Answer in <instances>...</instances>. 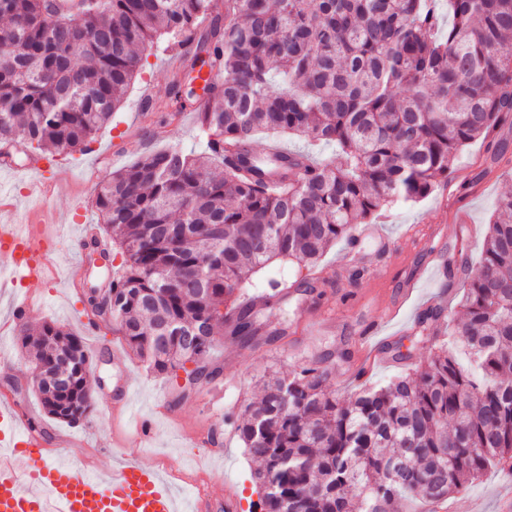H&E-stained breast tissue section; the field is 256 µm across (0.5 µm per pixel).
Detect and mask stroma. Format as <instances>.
<instances>
[{"label": "stroma", "instance_id": "stroma-1", "mask_svg": "<svg viewBox=\"0 0 512 512\" xmlns=\"http://www.w3.org/2000/svg\"><path fill=\"white\" fill-rule=\"evenodd\" d=\"M174 62L165 44L155 46L112 122L98 132L97 153L56 156L52 169L61 179L48 197L56 221L47 227L62 242L50 254L55 269L70 268L85 257L87 250L80 242L83 227L99 226L96 193L112 172L131 165L140 153L168 143L201 148L194 115L171 125L163 139L153 136L140 115L144 93L163 96ZM493 139L512 146V119L498 126L492 139L480 138L464 147L454 159L447 183L426 198L373 216V223L391 241L389 254H381L375 242L367 241L360 267L342 268L338 261L348 243L339 240L318 263L321 280L314 291L288 293L264 308L261 322L287 328V335L259 345L217 337L212 356L222 365V376L186 397L177 375L147 371L125 351L122 336L85 309L81 301L85 282L30 285L37 305L21 322L12 316L11 296L0 294V405L12 406L25 426L38 424L46 433L67 437L64 446L49 445L52 458L97 473L103 481H111L114 465L132 455L147 467L160 468L182 497L191 496L196 480H227L238 489L243 504H250L258 498L252 480L258 464L237 435L225 428L224 416L258 400L260 379L317 363L331 370L328 386L347 402L365 387L408 374L426 359L431 344L419 336L415 321L427 307H440L450 318H460L463 282L449 277L448 259L462 253L470 260L480 259L497 203L504 193H512V163L492 162ZM41 163L35 157L0 172V190L9 196L7 206L0 208V222L26 223L30 212L26 186L37 178ZM47 320L80 336L91 357L92 406L76 423L45 415L32 389L27 355L19 345L21 324L37 326ZM125 382L134 389V413L116 418L112 394ZM138 418L152 421L151 442L138 441L134 425ZM203 426L222 428L221 455H212L210 447L190 438L191 430ZM116 436L128 438V447H113ZM511 481V473L491 469L451 501L456 512H470L474 500L481 501L484 512H496L497 499Z\"/></svg>", "mask_w": 512, "mask_h": 512}]
</instances>
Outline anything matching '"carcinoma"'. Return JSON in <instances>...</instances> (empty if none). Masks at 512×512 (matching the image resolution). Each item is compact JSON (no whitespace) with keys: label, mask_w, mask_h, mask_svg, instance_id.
Returning <instances> with one entry per match:
<instances>
[{"label":"carcinoma","mask_w":512,"mask_h":512,"mask_svg":"<svg viewBox=\"0 0 512 512\" xmlns=\"http://www.w3.org/2000/svg\"><path fill=\"white\" fill-rule=\"evenodd\" d=\"M0 0V145L27 159L82 152L120 108L145 51L164 35L180 75L207 67L213 95L195 111L202 151L169 144L112 173L96 194L112 241L105 289L83 298L155 374L210 367L216 336L261 329L246 296L273 259L308 272L355 224L413 204L448 182L465 146L512 115V0ZM259 132L332 144L257 154ZM119 265H114L116 258ZM464 280L463 319L431 307L417 322L436 341L412 375L341 404L318 366L271 374L237 433L256 472L250 512H391L406 494L447 499L492 466L512 465V195L499 200L480 261L448 259ZM453 337L452 344L438 341ZM32 370L73 358L65 395L33 375L45 414L75 423L90 356L53 321L20 329ZM212 368V367H210ZM220 374L214 367L210 376Z\"/></svg>","instance_id":"obj_1"}]
</instances>
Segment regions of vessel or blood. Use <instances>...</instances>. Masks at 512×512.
Listing matches in <instances>:
<instances>
[{
  "mask_svg": "<svg viewBox=\"0 0 512 512\" xmlns=\"http://www.w3.org/2000/svg\"><path fill=\"white\" fill-rule=\"evenodd\" d=\"M51 242L30 236L16 224L0 225V252L10 255L0 288L40 283L49 278ZM42 433L19 429L9 406L0 407V512H180L170 485L157 470L128 458L112 471L111 485L45 458ZM223 500L224 512H238L231 485L210 484L195 491L191 512H208Z\"/></svg>",
  "mask_w": 512,
  "mask_h": 512,
  "instance_id": "vessel-or-blood-1",
  "label": "vessel or blood"
}]
</instances>
